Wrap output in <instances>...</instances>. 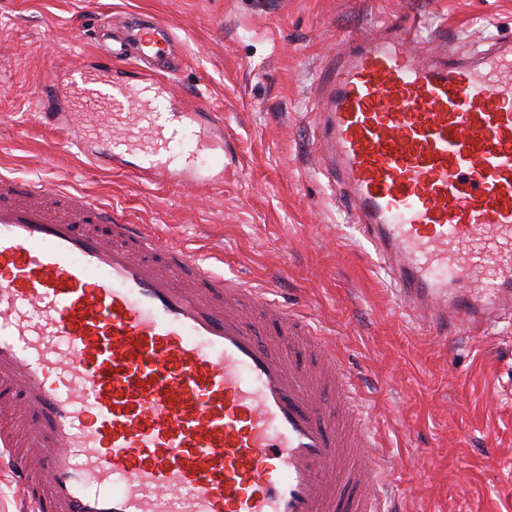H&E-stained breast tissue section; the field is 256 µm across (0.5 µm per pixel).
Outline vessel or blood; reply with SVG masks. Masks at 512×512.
Returning <instances> with one entry per match:
<instances>
[{"instance_id":"1","label":"vessel or blood","mask_w":512,"mask_h":512,"mask_svg":"<svg viewBox=\"0 0 512 512\" xmlns=\"http://www.w3.org/2000/svg\"><path fill=\"white\" fill-rule=\"evenodd\" d=\"M111 62L167 71L165 22L96 32ZM133 118L86 155L205 187L201 102L110 66L69 81ZM324 115L332 177L407 314L443 339L512 311V40L430 57L413 27L355 41ZM58 86L42 87L55 120ZM0 470L19 512H385L358 379L310 317L215 272L84 193L0 175Z\"/></svg>"}]
</instances>
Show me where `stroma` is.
Returning a JSON list of instances; mask_svg holds the SVG:
<instances>
[{
  "label": "stroma",
  "mask_w": 512,
  "mask_h": 512,
  "mask_svg": "<svg viewBox=\"0 0 512 512\" xmlns=\"http://www.w3.org/2000/svg\"><path fill=\"white\" fill-rule=\"evenodd\" d=\"M105 11L172 26L170 101L222 119L210 189L155 182L134 157L94 167L69 139L87 114L36 117L44 80L103 65L88 28ZM392 22L423 25L428 53L466 58L512 39V0H0V175L82 190L311 317L360 380L392 462L390 512H512V324L444 345L420 335L326 171L319 79Z\"/></svg>",
  "instance_id": "1"
}]
</instances>
